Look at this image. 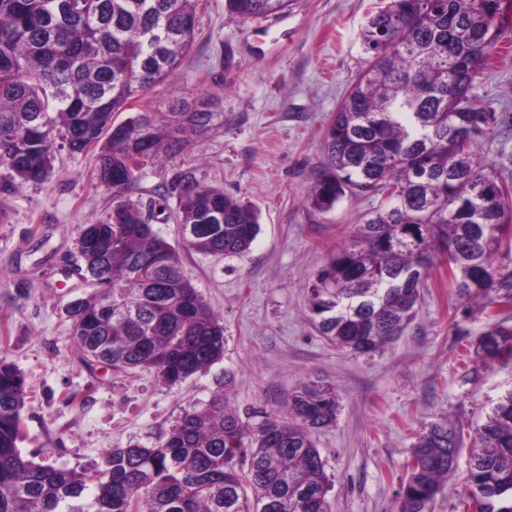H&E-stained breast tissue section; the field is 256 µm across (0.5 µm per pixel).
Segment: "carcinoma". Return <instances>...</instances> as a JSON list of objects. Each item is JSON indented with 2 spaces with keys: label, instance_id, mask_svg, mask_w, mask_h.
I'll return each instance as SVG.
<instances>
[{
  "label": "carcinoma",
  "instance_id": "1",
  "mask_svg": "<svg viewBox=\"0 0 512 512\" xmlns=\"http://www.w3.org/2000/svg\"><path fill=\"white\" fill-rule=\"evenodd\" d=\"M201 0H0V193L46 181L56 153L96 151L112 207L76 240L93 291L68 316L84 362L121 373L148 369L175 384L224 351V326L183 270L180 250L242 257L258 211L195 171L164 178L147 200L122 192L154 162L176 158L191 136L224 126L207 97L184 112L115 114L172 81L197 37ZM289 0H224L231 19L284 11ZM502 0H387L359 34L367 66L336 108L305 202L327 213L347 193L382 197L308 285L318 333L370 355L416 319L433 269L489 325L474 367L512 360V184L473 150L501 115L481 87L505 38ZM222 217L215 235L176 249L154 231ZM29 390L0 357V512H331L330 479L314 434L336 423L335 387L316 380L288 392L282 414L242 419L228 393L187 411L151 446L113 448L90 469L25 455ZM469 445L465 512H512V390L492 404L470 442L459 421L422 428L398 493L399 512H429Z\"/></svg>",
  "mask_w": 512,
  "mask_h": 512
}]
</instances>
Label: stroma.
Wrapping results in <instances>:
<instances>
[{"instance_id":"stroma-1","label":"stroma","mask_w":512,"mask_h":512,"mask_svg":"<svg viewBox=\"0 0 512 512\" xmlns=\"http://www.w3.org/2000/svg\"><path fill=\"white\" fill-rule=\"evenodd\" d=\"M386 0H292L287 11L232 20L224 0H203L196 41L174 79L133 102L128 113L177 112L213 94L224 126L165 166H149L128 188L149 196L162 176L196 171L207 184L251 201L261 230L241 258L182 252L183 268L224 324V355L170 385L144 370L128 377L86 366L69 340L65 308L91 290L76 267L82 224L112 204L92 158L58 152L48 181L0 201V356L25 375L30 400L23 453L59 467L101 463L113 448L153 445L188 410L230 386L245 412L281 410L285 394L324 379L339 395L334 427L315 442L332 482V512H398L411 445L423 424L443 418L476 427L512 389V362L463 378L486 329L483 314L434 270L421 311L383 351L353 356L320 336L306 286L329 252L380 203L346 195L329 213L304 195L323 158L328 121L364 67L359 33ZM482 90L502 114L475 152L512 179V51L495 59Z\"/></svg>"}]
</instances>
